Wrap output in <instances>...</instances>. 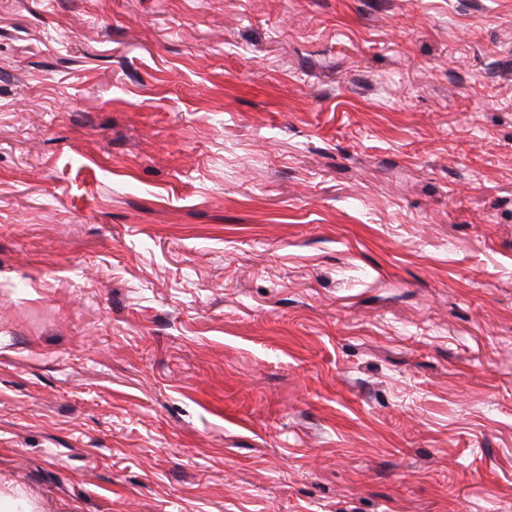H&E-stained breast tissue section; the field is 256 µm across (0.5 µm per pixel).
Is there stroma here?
<instances>
[{
  "label": "stroma",
  "instance_id": "stroma-1",
  "mask_svg": "<svg viewBox=\"0 0 512 512\" xmlns=\"http://www.w3.org/2000/svg\"><path fill=\"white\" fill-rule=\"evenodd\" d=\"M512 512V0H0V492Z\"/></svg>",
  "mask_w": 512,
  "mask_h": 512
}]
</instances>
